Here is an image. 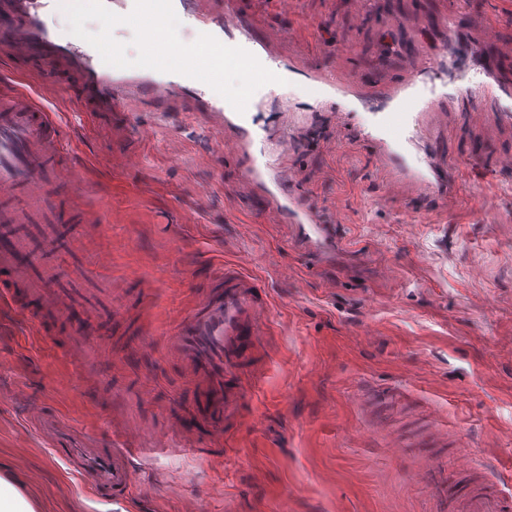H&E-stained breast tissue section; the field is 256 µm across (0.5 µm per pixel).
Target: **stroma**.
<instances>
[{
	"instance_id": "35a3bbf8",
	"label": "stroma",
	"mask_w": 512,
	"mask_h": 512,
	"mask_svg": "<svg viewBox=\"0 0 512 512\" xmlns=\"http://www.w3.org/2000/svg\"><path fill=\"white\" fill-rule=\"evenodd\" d=\"M241 2L257 27L284 29L279 57L387 85L436 54L449 0H370L362 12L350 0H293L285 14L276 0ZM457 24L455 54L432 77L452 111L420 115L419 149L395 151L393 163L358 135L378 131V115L340 123L308 110L301 78L264 91L249 114L252 155L288 164L285 191L319 210L329 248L304 244L296 225L262 223L266 199L245 160L224 155L222 131L194 101L92 109L79 70L0 50V84L26 83L54 113L85 203L103 217L69 227L88 243L82 265L112 251L96 290L112 308L109 350L34 323L33 297L27 316L0 314V477L33 512H440L430 483L409 477L433 466L448 495L495 479L512 496V170L498 164L512 155V122L468 111L458 95L487 64L512 78V0H463ZM288 105L300 112L291 125L279 114ZM422 149L451 192L387 194ZM131 154L139 166L126 165ZM222 270L254 280L273 335L245 344L240 417L219 428L166 338ZM34 407L56 425L32 422ZM178 421L219 465L183 451ZM130 428L140 439L125 498L92 490L51 452L108 448ZM393 440L404 458L389 454ZM461 455L470 473H458Z\"/></svg>"
}]
</instances>
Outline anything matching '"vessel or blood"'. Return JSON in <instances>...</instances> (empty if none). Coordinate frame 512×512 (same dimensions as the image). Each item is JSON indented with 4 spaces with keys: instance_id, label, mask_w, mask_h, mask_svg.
Here are the masks:
<instances>
[{
    "instance_id": "1",
    "label": "vessel or blood",
    "mask_w": 512,
    "mask_h": 512,
    "mask_svg": "<svg viewBox=\"0 0 512 512\" xmlns=\"http://www.w3.org/2000/svg\"><path fill=\"white\" fill-rule=\"evenodd\" d=\"M180 25L194 33H206L252 53L267 69H275V47L284 39L283 31L265 27L261 37H254L252 24L246 21L239 0H222L218 11L197 10L188 0H172ZM59 0H8L0 11V49L15 56H36L50 51L65 57L82 69L89 96L101 106L125 107L134 96L145 93L169 100L192 94L199 111L216 127L236 125L242 116L207 84L181 75L177 80L150 82L138 67L119 69L106 65L99 53L86 41L67 29L48 27L45 18L59 13ZM435 62L424 60L412 78L388 87L345 82L327 70L290 64L289 70L304 76L308 96L344 114L345 104L368 106L387 104L384 126L409 122L415 112H447L443 97L437 96L425 80L435 69ZM507 91L506 84L492 72H485L466 97L477 112H494ZM62 149L61 126L53 113L47 112L29 93L12 86H0V224L43 226L38 242L25 237L0 241V270L13 273L14 288L0 289V307L18 310L17 291L27 289L41 301L44 318L70 327L82 341H90L87 324L93 323L101 305L93 299L81 300L79 284L88 276L81 264L63 254L59 242L64 235L66 218L53 204L55 187H65L72 197H80L83 183L73 166L59 158ZM429 161L390 182L387 190L404 194L406 185L415 182L428 190L447 192L446 184L431 177ZM248 175L258 188L268 181L284 182L293 175L287 167L249 166ZM266 224L300 225L306 241L318 244L325 238L326 227L312 209H299L277 196H270L262 214ZM269 318L268 304L254 282L241 273L225 275L216 290L205 292L196 306L184 315L169 338L172 351L186 360L203 380V391L210 419L223 423L236 417L235 400L224 382L236 371L243 355V341L261 336ZM139 438L136 431L123 434L121 445L113 448H60L56 454L92 488L125 497L131 492L134 474L126 463ZM463 512H506L501 494L495 490H477L466 499Z\"/></svg>"
}]
</instances>
